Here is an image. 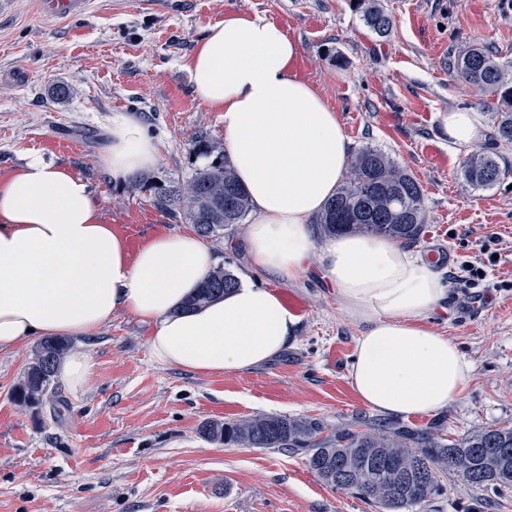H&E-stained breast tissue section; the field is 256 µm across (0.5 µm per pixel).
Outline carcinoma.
<instances>
[{
	"label": "carcinoma",
	"mask_w": 512,
	"mask_h": 512,
	"mask_svg": "<svg viewBox=\"0 0 512 512\" xmlns=\"http://www.w3.org/2000/svg\"><path fill=\"white\" fill-rule=\"evenodd\" d=\"M354 10L365 26L383 37L392 27L379 0H356ZM458 80L483 96H501L497 131L512 143V87L494 55L471 47L458 55ZM195 156L208 162L183 182L164 184L139 178L133 188L149 192L151 205L172 219L191 224L205 238L217 240L243 223L250 202L220 146L204 130L192 137ZM477 187H491L501 177L497 161L481 153L463 166ZM426 223L423 190L417 180L384 152L366 147L351 159L336 194L316 218L324 237L344 233L417 242ZM236 276L224 266L213 269L190 305L201 306L236 287ZM70 347L62 337L41 340L22 379L13 388L18 405L37 408L56 393V369ZM207 440L247 448H278L303 454L317 477L330 488L349 494L381 512L432 505L442 495L438 472L451 471L471 486L512 489V426L494 425L447 439L438 431L375 427L363 421L327 427L316 418L257 414L233 421L209 420L200 427Z\"/></svg>",
	"instance_id": "obj_1"
}]
</instances>
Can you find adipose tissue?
Wrapping results in <instances>:
<instances>
[{
	"label": "adipose tissue",
	"instance_id": "obj_1",
	"mask_svg": "<svg viewBox=\"0 0 512 512\" xmlns=\"http://www.w3.org/2000/svg\"><path fill=\"white\" fill-rule=\"evenodd\" d=\"M299 53L272 20L230 14L209 27L188 64L196 100L223 115L224 155L255 216L234 290L184 310L216 265L209 245L167 232L130 252L85 181L33 153L0 181V350L44 336L91 338L126 310L148 325L157 363L201 375L247 372L284 352L299 331L298 317L252 271L291 280L314 263L363 328L348 379L364 404L408 416L459 401L472 364L428 325L449 294L433 264L385 237L315 244L312 222L348 166L349 140L334 110L294 74ZM441 122L457 150L486 137L478 113L451 109ZM160 158L138 118L113 117L104 164L114 180Z\"/></svg>",
	"mask_w": 512,
	"mask_h": 512
}]
</instances>
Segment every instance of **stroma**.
<instances>
[{"mask_svg":"<svg viewBox=\"0 0 512 512\" xmlns=\"http://www.w3.org/2000/svg\"><path fill=\"white\" fill-rule=\"evenodd\" d=\"M392 28L381 37L350 0H93L83 15L46 19L39 0H0V180L39 153L86 179L105 223L137 252L152 235L185 231L154 209L131 180L102 163L112 118L135 114L161 143L149 175L165 183L198 167L191 135L222 141L224 118L197 101L187 65L210 26L229 14L279 24L300 46L299 78L337 114L352 151L382 150L420 183L426 231L415 251H449L447 312L432 329L472 364L464 395L448 409L401 419L440 425L455 439L512 423V144L500 141L494 110L457 80L467 47L493 52L512 72V0H381ZM65 86L66 95L56 93ZM480 113L488 133L477 152L505 171L477 188L464 177L466 153L448 141L439 115ZM500 256L470 285L461 266L479 244ZM253 281L296 300V342L266 366L238 375H196L156 363L148 329L131 312L97 336L75 339L91 373L84 388L59 384L67 403L28 409L12 399L32 344L0 350V512H376L324 485L303 455L214 444L203 422L256 414L312 417L326 426L391 416L364 405L347 379L361 328L309 268L295 280L258 272ZM433 512H512V490L471 487L441 476Z\"/></svg>","mask_w":512,"mask_h":512,"instance_id":"35a3bbf8","label":"stroma"}]
</instances>
